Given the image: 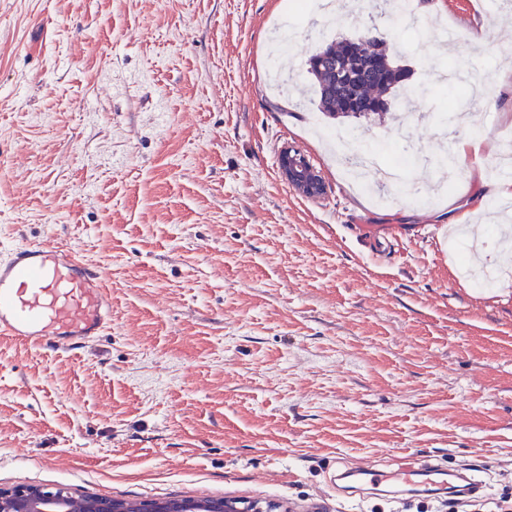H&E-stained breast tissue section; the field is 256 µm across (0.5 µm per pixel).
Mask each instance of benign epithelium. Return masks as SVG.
<instances>
[{
  "mask_svg": "<svg viewBox=\"0 0 512 512\" xmlns=\"http://www.w3.org/2000/svg\"><path fill=\"white\" fill-rule=\"evenodd\" d=\"M279 169L298 194L308 198L325 194L322 175L301 150L284 147L279 154ZM0 512H268V507L235 500L182 498L145 499L131 505L126 500L110 497H85L65 490L19 486L0 488Z\"/></svg>",
  "mask_w": 512,
  "mask_h": 512,
  "instance_id": "1",
  "label": "benign epithelium"
}]
</instances>
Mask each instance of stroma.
Instances as JSON below:
<instances>
[{"instance_id":"obj_1","label":"stroma","mask_w":512,"mask_h":512,"mask_svg":"<svg viewBox=\"0 0 512 512\" xmlns=\"http://www.w3.org/2000/svg\"><path fill=\"white\" fill-rule=\"evenodd\" d=\"M410 2L328 20L291 0H0V252L61 243L112 287V329L86 347L0 337V487L351 512L325 469L384 453L472 464L512 493V250L488 173L512 148V17ZM281 22L295 39L274 57ZM366 33L411 72L403 125L298 100L313 52ZM454 106L483 142L446 169L470 135L443 138ZM339 130L386 160L411 137L405 191L352 187L324 142ZM287 144L322 198L281 178ZM359 224L410 235L380 259ZM421 224L478 225L497 286L457 275Z\"/></svg>"}]
</instances>
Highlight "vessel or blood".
Instances as JSON below:
<instances>
[{
	"label": "vessel or blood",
	"instance_id": "obj_1",
	"mask_svg": "<svg viewBox=\"0 0 512 512\" xmlns=\"http://www.w3.org/2000/svg\"><path fill=\"white\" fill-rule=\"evenodd\" d=\"M359 230L376 254L403 240L398 224H363ZM111 325V290L100 269L79 253L38 242L14 245L0 256V335L34 347L78 346ZM326 483L343 499L377 508L474 497L486 489L468 465L413 455L386 466L368 458L341 460L328 470Z\"/></svg>",
	"mask_w": 512,
	"mask_h": 512
}]
</instances>
